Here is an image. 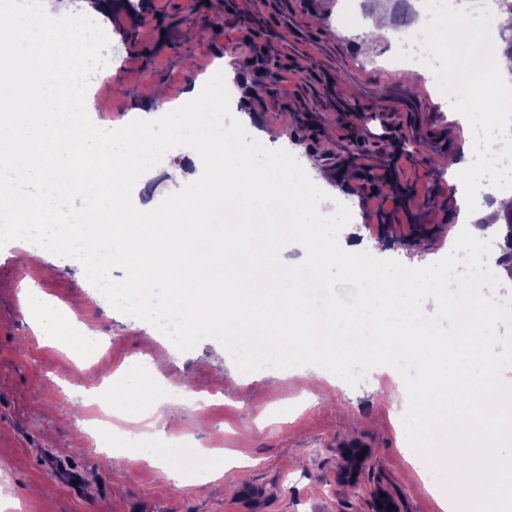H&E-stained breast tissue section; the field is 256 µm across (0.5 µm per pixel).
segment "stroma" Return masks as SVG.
<instances>
[{"label":"stroma","instance_id":"stroma-1","mask_svg":"<svg viewBox=\"0 0 512 512\" xmlns=\"http://www.w3.org/2000/svg\"><path fill=\"white\" fill-rule=\"evenodd\" d=\"M342 8L343 0H139L132 8L114 0L102 25L114 74L100 81L80 64L71 69L95 98L96 121L121 131L131 113L151 109L158 89L182 99L216 59L229 57L227 118L247 114L274 143L304 130L293 144L298 159L338 189L351 223L388 247L370 268L407 272L410 288L382 312L393 322L436 284L447 283L454 296L466 278L446 238L447 225L457 222V183L434 165L458 146L422 131L452 123L446 81H432L419 67L395 70L386 41L367 51L353 32L337 34ZM384 176L400 196L393 215L363 202ZM436 200L446 207V224L434 221ZM126 277L119 261L90 270L67 250L26 266L11 242H0V512H371L379 490L400 512H440L437 497L454 494L452 476L435 474L432 489L423 487L420 475L433 471L428 449L438 438L402 418L405 400L425 407L423 370L382 353L344 362L335 385L311 383L307 373L322 363L311 350L245 371L223 337L172 345L152 315L114 306L98 283L119 288ZM28 278L75 322L95 325L103 339L98 353L77 355L34 334L20 296ZM317 298L356 310L363 283L327 268ZM137 359L152 360L157 382L179 394L157 406L152 447L222 449V478L200 480L201 461L187 456L182 464L192 477L179 482L152 458L113 456L86 435L92 410L75 383L106 385L113 370ZM351 442L369 452L355 487L340 480L341 450ZM56 455L68 470L50 465ZM74 472L89 494L72 490Z\"/></svg>","mask_w":512,"mask_h":512}]
</instances>
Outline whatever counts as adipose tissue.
<instances>
[{
  "label": "adipose tissue",
  "mask_w": 512,
  "mask_h": 512,
  "mask_svg": "<svg viewBox=\"0 0 512 512\" xmlns=\"http://www.w3.org/2000/svg\"><path fill=\"white\" fill-rule=\"evenodd\" d=\"M105 9L104 0H83L77 22L65 29L57 22V0H38L32 14H0V198L7 202L0 209L5 218L0 236L35 264L46 249L35 235L51 225L49 246L79 248L82 264L91 269L105 264L97 242H110L128 272L126 299L147 310L179 311L184 336L224 337L229 349L241 350L249 370L314 348L328 360L317 378L331 384L337 363L350 357H370L392 346L413 354L429 372L420 429L447 426L453 433L447 447L432 449L435 467L464 477L459 496L440 500L441 512L511 499L512 386L502 384L495 361L467 363L473 334L494 344L504 314L489 311L476 284L467 282L458 299L436 286L412 302L410 315L396 325L380 318L367 325L360 312L342 313L329 305L315 315L297 287L296 263L317 272L343 266L365 281L371 303L391 304L406 280L346 262L351 252L375 256L379 243L347 244L352 228L337 221L335 211L311 208L312 185L304 175L269 182L257 159L266 139L247 121L228 127L212 122L216 106L224 102L223 84L195 81L189 95L196 104L192 116L160 94L153 112H139L120 138L94 123V97L61 84L57 74L82 60L98 79L111 77L110 48L91 38ZM440 76L457 83L448 110L466 128L492 124L496 97L474 99L455 70ZM176 143L183 145L187 160L167 172L175 192L161 213L144 222L143 213L153 211L140 198L143 177L152 170L153 157ZM473 156L467 144L442 164L462 176L459 224L512 211V193L485 177ZM203 157L211 162L206 172L199 165ZM33 174L43 181L45 194L18 191V183ZM78 197L86 198L89 209L73 221L69 214ZM289 240L299 243V262L280 253V243ZM158 283L168 290L166 300L154 292ZM27 296L38 336L68 334L54 300L36 288ZM450 309L457 329L443 336L435 322Z\"/></svg>",
  "instance_id": "1"
}]
</instances>
